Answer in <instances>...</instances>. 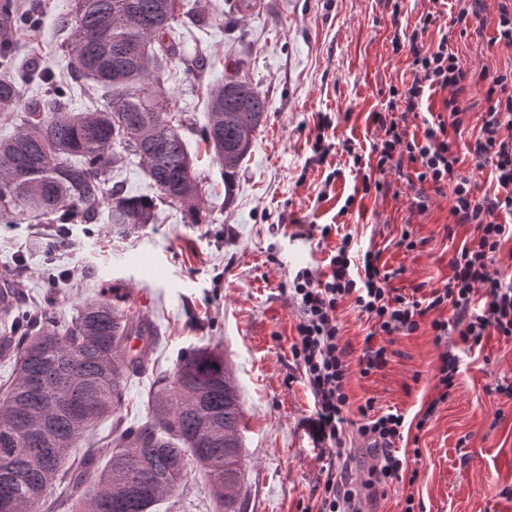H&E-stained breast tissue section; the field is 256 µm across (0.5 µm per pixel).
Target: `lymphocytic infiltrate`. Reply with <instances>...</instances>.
<instances>
[{
	"mask_svg": "<svg viewBox=\"0 0 512 512\" xmlns=\"http://www.w3.org/2000/svg\"><path fill=\"white\" fill-rule=\"evenodd\" d=\"M419 28L407 42L393 40V49L408 45L412 81L390 87L387 110L373 121L384 131L372 148L374 161L358 168L363 192L381 190L379 176L390 169L409 168L418 183L435 193L450 191L451 214L456 224L471 225L472 238L464 240L449 261L453 271L442 286L421 296H405L390 286L391 275L379 266V253H355L351 235H343L326 267L298 270L287 291L297 306L290 354L314 399L313 436L328 451L329 464L318 512H362L361 492L351 475V451L346 446L348 426L367 442L373 457L371 485L385 488L407 477L408 461L397 445L404 438L405 417L399 412L375 413L373 400L355 406L347 392L352 372L367 377L388 364L379 336L411 335L430 326L435 343L444 345L435 375L438 401L447 400L460 372L457 347L482 349L489 334L512 338V272L503 268L502 252L512 240V68L490 75L465 69L450 48L451 27L443 23L445 0H432ZM437 27L438 44L424 34ZM484 87L487 109L481 117L472 156L475 169L491 167L495 187L481 193L471 177L458 171L460 155L453 137L465 123L460 103L468 91ZM443 91V118L426 122L422 134L408 130L426 93ZM351 302L369 330L357 364H349V343L343 342L337 312ZM451 317H444V310ZM358 421H351L350 411Z\"/></svg>",
	"mask_w": 512,
	"mask_h": 512,
	"instance_id": "obj_1",
	"label": "lymphocytic infiltrate"
}]
</instances>
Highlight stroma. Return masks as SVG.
<instances>
[{
    "instance_id": "1",
    "label": "stroma",
    "mask_w": 512,
    "mask_h": 512,
    "mask_svg": "<svg viewBox=\"0 0 512 512\" xmlns=\"http://www.w3.org/2000/svg\"><path fill=\"white\" fill-rule=\"evenodd\" d=\"M38 12L41 27L21 36L17 64L52 68L72 86L71 105L105 107V91L69 73L59 18L71 0H20ZM498 0H486L484 30L456 38L452 47L471 71L495 73L512 66V49L493 43ZM429 0H257L252 15L225 27L224 0H186L178 25L186 56H204L201 71L170 67L164 87L179 97L191 123L182 132L204 182L207 221L187 223L179 208L158 204L152 223L118 237L111 225L72 224L60 232L51 221L0 224V271L9 270L14 303L37 309L54 292L59 320L78 304L112 287L119 305L154 323L158 341L148 370L131 382L122 414L134 422L147 413V391L156 375L172 370L189 346L219 348L237 379L244 411L243 512H298L315 506L326 478L327 450L314 442L313 398L288 349L298 312L283 288L297 270L326 265L342 234L375 248L393 272L392 285L411 294L441 286L448 261L472 226L446 228L453 218L448 196L429 194L425 210L411 206L405 178L390 170L380 193L359 198L348 149L362 158L382 131L373 113L386 111L390 86L411 82L405 42ZM208 11L210 26L191 14ZM241 69L268 101L267 118L224 198V178L196 126L207 108L206 91L226 72ZM469 119L457 137L460 173L491 190L490 169H475L469 151L487 108L482 89L463 101ZM330 119L325 138L333 149L325 161L312 151L319 115ZM348 214H341L342 206ZM324 224L339 227L320 240ZM416 242L399 247L402 230ZM388 364L363 378L352 375L353 404L374 399L413 420L434 398L440 346L429 327L392 337ZM512 383V340L489 336L482 352L462 355L448 400L426 425L410 430L421 452L414 484L391 490L364 489V512H403L413 496L421 512H512V399L494 392Z\"/></svg>"
}]
</instances>
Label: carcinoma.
Here are the masks:
<instances>
[{
	"mask_svg": "<svg viewBox=\"0 0 512 512\" xmlns=\"http://www.w3.org/2000/svg\"><path fill=\"white\" fill-rule=\"evenodd\" d=\"M185 0H73L61 17L72 72L105 89L104 108L73 112L71 89L52 69L0 77V111L26 116L0 140V224L61 215L67 224L99 219L128 235L151 223L156 202L206 223L203 182L186 148V121L164 88L169 65L184 63L174 24ZM39 23L17 0L0 3V63L12 64L17 34ZM37 79L53 99L25 97ZM268 102L236 74L210 85L199 136L234 180ZM136 159L155 195H131L113 181ZM155 327L112 303L108 291L56 319L51 299L32 312L17 304L0 317V512H158L175 499L194 464L207 475L214 512H243L245 473L241 395L224 355L189 346L171 372L149 385L144 419L125 424L127 389L145 372ZM112 420L101 460L85 438Z\"/></svg>",
	"mask_w": 512,
	"mask_h": 512,
	"instance_id": "1",
	"label": "carcinoma"
}]
</instances>
